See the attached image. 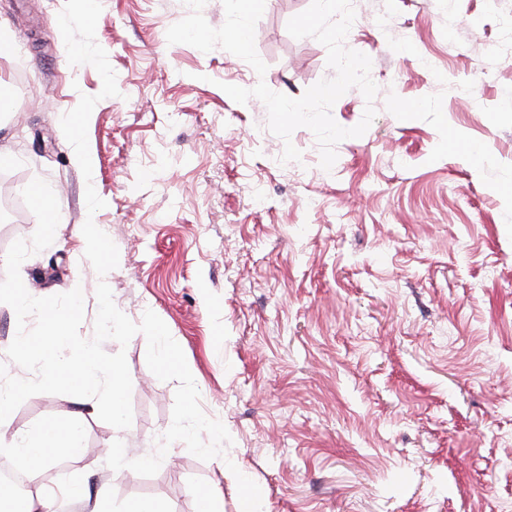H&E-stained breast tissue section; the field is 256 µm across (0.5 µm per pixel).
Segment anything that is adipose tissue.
Listing matches in <instances>:
<instances>
[{"instance_id": "1", "label": "adipose tissue", "mask_w": 512, "mask_h": 512, "mask_svg": "<svg viewBox=\"0 0 512 512\" xmlns=\"http://www.w3.org/2000/svg\"><path fill=\"white\" fill-rule=\"evenodd\" d=\"M16 392L13 386L0 387V449L6 450L36 481L33 492L26 498L25 512H57L60 500L86 498L84 486L70 487L59 494L38 481L45 461L63 454H83L82 417L73 415L62 421H46L28 433H9V423L3 412Z\"/></svg>"}]
</instances>
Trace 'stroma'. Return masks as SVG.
Returning <instances> with one entry per match:
<instances>
[{
    "label": "stroma",
    "mask_w": 512,
    "mask_h": 512,
    "mask_svg": "<svg viewBox=\"0 0 512 512\" xmlns=\"http://www.w3.org/2000/svg\"><path fill=\"white\" fill-rule=\"evenodd\" d=\"M64 2L0 0V83L17 105L0 117V174L16 196L45 180L60 207L21 277L38 296L81 289L87 340L98 282L133 322L156 313L232 443L208 461L173 443L150 477L107 466L114 441L148 456L172 422L177 384L149 370L139 333L103 344L126 351L129 428L68 395L10 415L16 431L84 409L97 452L55 457L56 483L90 478L104 512L136 497L203 512L215 494L242 512L239 473L261 512H512V56L486 54L512 0H357L345 44L372 61L376 116L328 171L304 127L300 161L281 163L264 104L222 89L262 80L297 98L333 77L325 47L287 31L311 0H265L262 76L223 49L168 44L185 0H102L95 38L120 94L90 116L88 179L60 119L102 79L68 62ZM90 185L119 250L102 277L85 257Z\"/></svg>",
    "instance_id": "obj_1"
}]
</instances>
